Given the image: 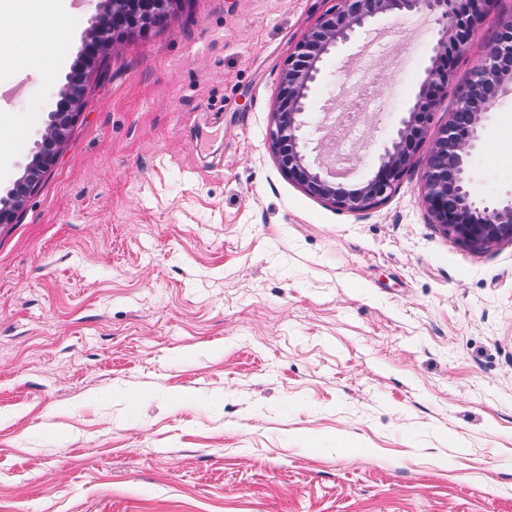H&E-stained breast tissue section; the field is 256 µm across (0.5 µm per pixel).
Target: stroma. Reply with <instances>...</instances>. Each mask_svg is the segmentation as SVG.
I'll list each match as a JSON object with an SVG mask.
<instances>
[{
  "instance_id": "35a3bbf8",
  "label": "stroma",
  "mask_w": 512,
  "mask_h": 512,
  "mask_svg": "<svg viewBox=\"0 0 512 512\" xmlns=\"http://www.w3.org/2000/svg\"><path fill=\"white\" fill-rule=\"evenodd\" d=\"M335 0H179L117 36L56 165L0 226V512H512V242L432 224L423 155L363 212L281 172L279 77ZM100 0L47 15L54 67L0 68V197L23 175ZM512 0L457 55L464 83ZM442 25L382 16L313 102L353 97L366 179ZM470 174L512 192V95Z\"/></svg>"
}]
</instances>
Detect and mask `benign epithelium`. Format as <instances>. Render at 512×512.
I'll list each match as a JSON object with an SVG mask.
<instances>
[{
	"label": "benign epithelium",
	"instance_id": "1",
	"mask_svg": "<svg viewBox=\"0 0 512 512\" xmlns=\"http://www.w3.org/2000/svg\"><path fill=\"white\" fill-rule=\"evenodd\" d=\"M175 0H102L97 23L115 34L148 29L168 15ZM490 0H336V10L324 14L297 45L280 77L277 104L271 112L269 136L281 171L308 194L340 210L360 212L384 200L400 184L414 156L426 143L421 175V199L428 216L443 232L472 250L503 240L512 242V193L496 202L477 197L469 176L482 141L483 121L494 104L512 95V15L501 20L494 42L473 67L463 85H453L450 49H461L482 24ZM429 12L443 22L442 36L432 48L430 64L409 106L377 155L371 176L357 184L339 181L341 172L326 166L320 146L308 149L303 131L324 130L315 121L312 96L323 62L333 48L378 16ZM106 46L98 39L84 41L82 55L99 63ZM456 105L447 123L429 136L433 111L448 89ZM76 112L50 114L60 125V137L71 129ZM60 141L36 145L27 164L26 187L8 203L0 204V224L15 223L19 211L36 190L39 176L57 161Z\"/></svg>",
	"mask_w": 512,
	"mask_h": 512
}]
</instances>
